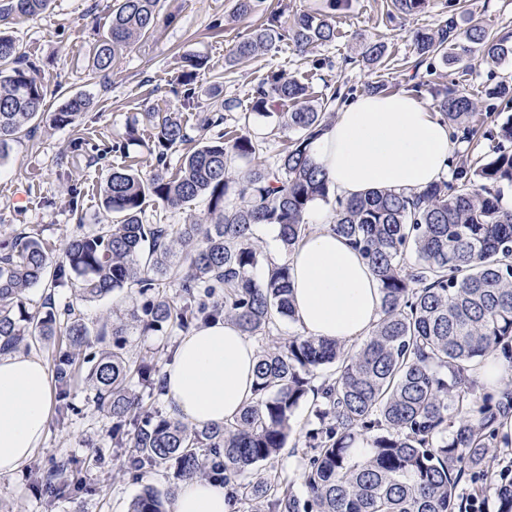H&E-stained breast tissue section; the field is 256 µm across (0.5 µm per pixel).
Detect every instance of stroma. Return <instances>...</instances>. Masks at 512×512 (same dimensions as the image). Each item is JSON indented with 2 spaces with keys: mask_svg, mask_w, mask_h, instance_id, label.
I'll use <instances>...</instances> for the list:
<instances>
[{
  "mask_svg": "<svg viewBox=\"0 0 512 512\" xmlns=\"http://www.w3.org/2000/svg\"><path fill=\"white\" fill-rule=\"evenodd\" d=\"M113 0H53L50 9L34 18L9 25L8 30L22 44L36 65V75L46 96L42 110L46 120L36 122L31 132L13 143L8 159L0 164V229L36 232L53 248H60L75 225L93 224L103 209L97 184L111 167V160H99L91 153L75 152L71 141L85 132L94 141L125 137L137 128L141 139L129 147L130 158L142 174H150L153 156L149 135L156 111L176 112L184 120L209 109L216 102L232 103L234 112L249 109L250 88L256 78L279 70L308 84L315 95L334 89L362 91L371 82L383 84L387 94L408 92L413 84V35L433 29L448 18V0H427L418 14L396 12L391 0H346L336 12L341 33L336 42L315 47L307 54L293 51L280 42L250 63L231 67L225 58L232 46L262 16L239 19L233 15V0H161L158 24L153 36L125 51L109 78L92 71L93 46L108 27ZM465 9L479 19L495 37L512 41V0H466ZM224 29L214 32L215 19ZM381 42L387 47L384 63L367 66L362 45ZM201 55L209 60L210 71L200 76L193 105H182L173 88L183 69V59ZM435 73L418 95L435 104L448 85H456L484 106H496L512 113V104L492 101L488 93L501 78L512 77V60L490 68L472 61L468 71L434 60ZM83 94L90 106L76 127L54 126L49 113L57 111L66 96ZM78 183L87 194L80 207H72L68 187ZM86 391L76 393L83 405L81 414L65 422L49 420L33 465L46 466L52 460H74L88 489L77 500L38 494L28 469L0 477V512H127L131 500L144 485L167 491L174 480L158 469L136 481L125 475L122 463L128 448L112 445V422L85 407ZM310 413L301 406L295 415L298 432L292 435L275 464L286 476L295 494L304 495L302 473L307 462L304 428Z\"/></svg>",
  "mask_w": 512,
  "mask_h": 512,
  "instance_id": "1",
  "label": "stroma"
}]
</instances>
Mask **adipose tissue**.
Listing matches in <instances>:
<instances>
[{
    "mask_svg": "<svg viewBox=\"0 0 512 512\" xmlns=\"http://www.w3.org/2000/svg\"><path fill=\"white\" fill-rule=\"evenodd\" d=\"M448 125L419 97L361 95L312 145L316 164L350 197L378 188L418 191L448 173ZM294 310L311 336L352 342L379 319L381 294L365 260L332 231L311 234L288 259ZM257 352L235 323L219 320L178 341L164 365L170 412L199 426L238 416L253 396ZM53 391L34 354L0 355V476L18 472L45 437ZM174 512H231L222 485L182 482Z\"/></svg>",
    "mask_w": 512,
    "mask_h": 512,
    "instance_id": "adipose-tissue-1",
    "label": "adipose tissue"
}]
</instances>
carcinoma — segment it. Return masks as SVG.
Here are the masks:
<instances>
[{
  "label": "carcinoma",
  "mask_w": 512,
  "mask_h": 512,
  "mask_svg": "<svg viewBox=\"0 0 512 512\" xmlns=\"http://www.w3.org/2000/svg\"><path fill=\"white\" fill-rule=\"evenodd\" d=\"M50 2L0 0V22L37 16ZM159 2L118 0L94 46L97 73L109 75L124 51L153 33ZM344 2L304 10L286 28L252 29L226 62L247 63L284 40L301 54L336 41L335 12ZM264 3L235 0L234 13L247 19ZM392 4L414 15L426 0ZM457 17L453 12L445 24L416 32V67L425 74H433L437 57L465 70L475 51L493 66L512 58L511 42L472 21L462 29ZM384 54L381 42L362 50L369 65ZM207 70V58H185L174 89L183 103L194 100ZM44 97L22 45L0 30L1 161L27 136ZM337 98L314 104L307 85L270 71L236 123H225L218 108L195 115L199 138L174 173L170 153L190 138L182 118L166 112L153 125V172L143 176L130 164L108 170L99 186L100 223L76 225L57 250L23 229L0 233V352L52 349L58 421L76 412L71 395L78 385L90 390L94 408L112 420V444L131 445L123 470L133 479L161 468L179 483L214 480L228 502L259 500L267 512H457L464 477L480 473L495 481L485 458L496 425L512 411V389L486 391L473 371L498 351L512 359V206L503 204L504 189H512V115L486 130L477 101L450 88L437 108L452 138L469 144L489 136L496 145L475 160L467 153L451 160L450 177L426 189L345 198L311 156ZM88 106L81 94L68 97L51 121L72 126ZM254 116L275 118L288 131V146L272 162L259 160L260 144L245 132ZM135 140L132 128L96 148V158L125 156ZM199 198L206 201L201 220L146 218L149 200L181 210ZM320 202L331 206L329 229L364 258L380 288L382 315L357 348L301 333L284 344L274 338L280 319L296 321L289 267L262 251L256 231L271 227L291 253L309 235L305 217ZM38 285L46 295L31 313L27 293ZM61 287L70 288L71 300L59 308L54 292ZM114 292L135 299L128 317L95 323L84 316V304ZM220 317L271 345L258 351L254 397L239 416L190 426L153 407L163 374L133 357L129 323L143 336H168ZM311 391L322 401L305 432L312 444L302 500L270 468ZM30 478L52 497L86 490L69 458L33 468ZM167 500L148 484L128 512H168Z\"/></svg>",
  "instance_id": "1"
}]
</instances>
